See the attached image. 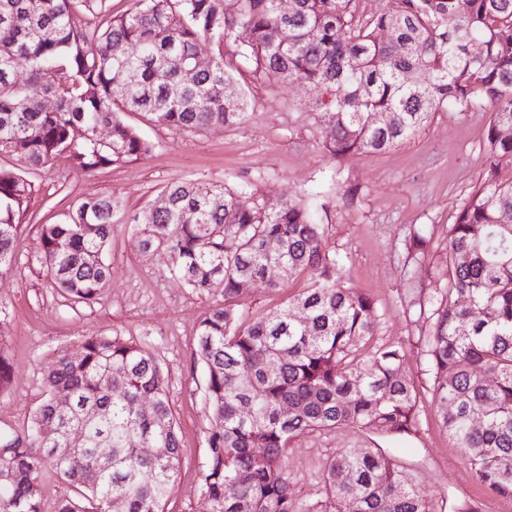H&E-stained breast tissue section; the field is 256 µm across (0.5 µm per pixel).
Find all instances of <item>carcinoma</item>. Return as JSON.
Listing matches in <instances>:
<instances>
[{"mask_svg": "<svg viewBox=\"0 0 512 512\" xmlns=\"http://www.w3.org/2000/svg\"><path fill=\"white\" fill-rule=\"evenodd\" d=\"M237 2L229 12L224 0H135L114 14L107 0H0V156L20 162L0 167V272L12 268L38 191L24 170L49 172L64 159L89 172L144 158L151 145L125 112L189 131L237 124L247 107L241 64L258 80L301 81L321 95L334 159L391 150L435 112L487 108L485 178L448 226L446 288L418 302L430 321L420 342L443 427L472 477L512 498V177L497 163L512 155V0H467L463 12L457 0H388L368 17L356 0H291L286 13L280 0ZM206 52L211 65L196 68ZM36 85L53 109L30 94ZM386 113L394 119L384 125ZM163 197L164 209L131 220L143 250L167 251L170 274L194 292L224 296L200 320L196 349L211 422L201 492L213 512H299L281 465L297 437L341 426L416 430L403 354L369 346L375 303L347 285L314 208L287 201L268 212L243 186L191 179L169 183ZM121 210L118 197L99 194L63 222L40 225L42 263L73 302H94L108 281L104 254ZM279 263L273 280L267 267ZM305 271L303 292L239 319L232 300L242 284L278 291ZM10 382L0 344V395ZM43 382L26 430L0 435V512H46L39 481L48 470L73 491L53 512H110L112 503L116 512H166L180 439L155 356L117 334L87 336L80 356L59 355ZM46 426L58 431L49 441ZM73 429L85 440L71 449ZM228 482L237 485L230 499ZM322 482L307 512H434L411 474L378 450L339 449Z\"/></svg>", "mask_w": 512, "mask_h": 512, "instance_id": "cac0c4a2", "label": "carcinoma"}]
</instances>
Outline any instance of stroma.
Here are the masks:
<instances>
[{"label":"stroma","mask_w":512,"mask_h":512,"mask_svg":"<svg viewBox=\"0 0 512 512\" xmlns=\"http://www.w3.org/2000/svg\"><path fill=\"white\" fill-rule=\"evenodd\" d=\"M240 80L250 115L242 123L200 131L155 127L125 114L152 146L143 160L71 172L57 166L38 173L34 198L19 236L13 268L0 274V338L8 345L12 381L0 397V434L29 424L43 399V377L59 354L77 356L85 337L120 334L148 348L167 380L181 437L180 469L167 512H212L201 490L210 428L204 373L196 360L197 324L220 293L200 295L168 272L170 256L146 251L128 217L141 213L178 179H200L234 188L248 185L267 210L284 201H315L329 250L344 260L349 284L368 290L377 307L375 342L399 346L418 388V430L385 436L350 427L296 438L282 466L299 507L322 495L325 462L340 448L377 449L397 459L414 477L417 491L436 512L461 505L478 512H512V498L490 494L472 478L463 451L442 428L419 342L428 322L414 302L438 295L446 284V232L484 176L489 150L486 111L436 113L415 137L386 153L334 160L323 147L329 131L320 118L319 95L299 83ZM100 193L123 201L106 253L111 277L100 299L75 304L53 288L41 260L38 229L62 222L76 202ZM425 229L430 243L419 261L410 258L412 236ZM310 283L302 274L281 291L247 284L237 298L242 319L268 313Z\"/></svg>","instance_id":"stroma-1"}]
</instances>
